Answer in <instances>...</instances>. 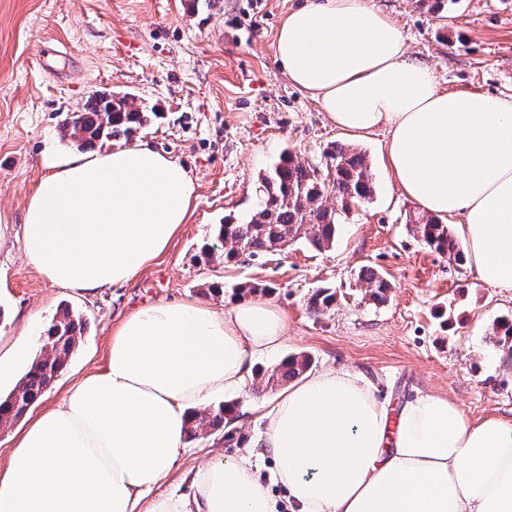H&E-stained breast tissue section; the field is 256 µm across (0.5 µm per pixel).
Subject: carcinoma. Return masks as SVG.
I'll return each mask as SVG.
<instances>
[{
  "label": "carcinoma",
  "mask_w": 512,
  "mask_h": 512,
  "mask_svg": "<svg viewBox=\"0 0 512 512\" xmlns=\"http://www.w3.org/2000/svg\"><path fill=\"white\" fill-rule=\"evenodd\" d=\"M154 117L159 114L143 111L132 100L122 97L111 102L94 94L80 111L66 115L60 130L63 138L79 143L83 149H92L98 143L132 139ZM373 193V175L361 151L330 143L316 162L304 164L288 149L256 180V203L250 214L237 223L227 220L218 225L212 242L202 248V255L208 262L215 257L222 259L227 266L240 262L243 256L276 252L284 243L304 242L317 251H325L333 246L338 213L369 200ZM408 223L429 247L448 255L458 265L464 262V253L439 217L418 213ZM358 283L377 302L385 299L390 288L372 267L359 272ZM334 302L335 293L320 288L309 298L308 308L320 314ZM84 329L85 321L67 308L52 321L43 335L40 355L7 396L0 397V430L19 422L50 388L67 365ZM309 365L308 356L291 355L273 368L257 371L256 377L273 385L303 375ZM231 413V405L224 403L195 411L187 435L217 431L229 423Z\"/></svg>",
  "instance_id": "carcinoma-1"
}]
</instances>
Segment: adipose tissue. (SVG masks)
<instances>
[{
    "label": "adipose tissue",
    "mask_w": 512,
    "mask_h": 512,
    "mask_svg": "<svg viewBox=\"0 0 512 512\" xmlns=\"http://www.w3.org/2000/svg\"><path fill=\"white\" fill-rule=\"evenodd\" d=\"M276 45L288 81L338 128L386 130L403 194L456 217L466 261L512 293V101L440 90L370 0H306ZM44 165L21 241L27 263L61 287L128 281L166 249L195 195L190 173L143 142L50 152ZM284 326L265 302L167 303L125 318L105 369L80 377L14 436L0 512H512V423L469 422L435 393L393 414L367 380L331 367L265 407L260 450L199 466L191 497H148L173 469L191 411L237 391L253 356L280 346ZM268 457L269 482L260 476Z\"/></svg>",
    "instance_id": "obj_1"
}]
</instances>
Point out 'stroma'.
I'll use <instances>...</instances> for the list:
<instances>
[{
	"label": "stroma",
	"mask_w": 512,
	"mask_h": 512,
	"mask_svg": "<svg viewBox=\"0 0 512 512\" xmlns=\"http://www.w3.org/2000/svg\"><path fill=\"white\" fill-rule=\"evenodd\" d=\"M305 0H0V342L26 336L24 374L40 353L41 334L62 308L88 323L78 350L45 393L60 401L73 381L101 370L112 333L139 309L192 301L217 309L235 303L239 283L267 286L265 302L286 319L285 341L256 357L272 367L291 354L311 371L345 367L374 382L389 405L416 392L455 400L476 422H512V371L497 362L495 324L512 320V296L483 283L414 236L418 211L386 166L387 135L356 140L376 191L339 219L326 251L295 243L236 265L204 262L201 248L225 217L246 216L253 185L283 149L300 160L345 141L311 96L288 83L276 59V34L288 10ZM403 31L409 55L424 61L440 90L512 97V0H448L439 13L418 0H371ZM134 95L160 117L139 141L177 159L197 184L189 217L167 250L128 282L94 292L53 285L30 266L20 239L26 201L44 175L43 157L70 153L59 124L99 92ZM390 283L378 303L357 283L362 266ZM223 285L221 296L209 284ZM335 291L331 309L313 315L314 291ZM277 388L249 378L227 395L230 432L184 440L176 468L151 496L189 494L190 473L217 455L232 457L262 440L260 406Z\"/></svg>",
	"instance_id": "stroma-1"
}]
</instances>
